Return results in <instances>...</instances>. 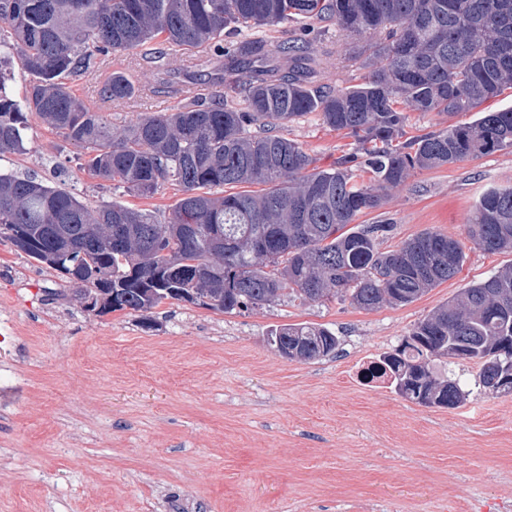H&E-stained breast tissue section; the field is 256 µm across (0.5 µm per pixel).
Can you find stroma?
I'll use <instances>...</instances> for the list:
<instances>
[{"instance_id": "obj_1", "label": "stroma", "mask_w": 512, "mask_h": 512, "mask_svg": "<svg viewBox=\"0 0 512 512\" xmlns=\"http://www.w3.org/2000/svg\"><path fill=\"white\" fill-rule=\"evenodd\" d=\"M326 74L357 83L335 25L314 22ZM88 106L123 128L177 106L175 92ZM26 151L0 167L66 189L89 204L116 199L157 212L180 198L102 189L80 150L32 121ZM322 168L349 137L312 113L291 124ZM512 186V147L423 170L391 191L362 224L391 222L392 248L429 229L464 241L458 274L413 303L365 311L349 301L283 298L242 313L169 301L141 314L85 310L56 271L0 237V512H512V394L474 385L477 367L449 366L469 395L456 408L415 403L360 383L362 361L393 351L434 309L512 265V253L467 245L480 197ZM283 324L323 326L335 355L291 362L267 343Z\"/></svg>"}]
</instances>
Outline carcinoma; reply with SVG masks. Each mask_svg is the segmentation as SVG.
Listing matches in <instances>:
<instances>
[{"label":"carcinoma","mask_w":512,"mask_h":512,"mask_svg":"<svg viewBox=\"0 0 512 512\" xmlns=\"http://www.w3.org/2000/svg\"><path fill=\"white\" fill-rule=\"evenodd\" d=\"M333 21L347 37L376 35L350 57L361 82L324 81L303 37L268 48L232 41L242 28L300 20ZM153 43L157 74L206 71L224 56L247 102L242 110L210 83L187 102L116 131L70 89L94 79L116 53ZM17 58L32 80L22 98L0 72V155L26 151L34 116L82 151L88 173L109 190L151 197L164 182L182 192L163 216L117 201L92 207L32 176L0 169V235L47 265L89 300L91 310L150 313L169 300L226 313L296 295L347 298L359 309L414 302L453 278L466 254L439 232L419 233L391 250L394 225L358 224L417 171L512 147V108L406 136V113L471 112L512 89V0H0V60ZM142 88L115 71L97 85L107 102ZM316 112L353 138L326 169L283 131ZM369 174V183L356 180ZM232 192L224 193V188ZM240 191H234V188ZM470 241L512 252V188L487 192L467 227ZM512 265L465 289L420 321L396 352L366 377L385 376L402 396L455 408L460 384L433 368L438 358L472 361L489 390V365L512 370ZM283 358L309 362L336 353L330 330L304 324L270 330Z\"/></svg>","instance_id":"obj_1"}]
</instances>
